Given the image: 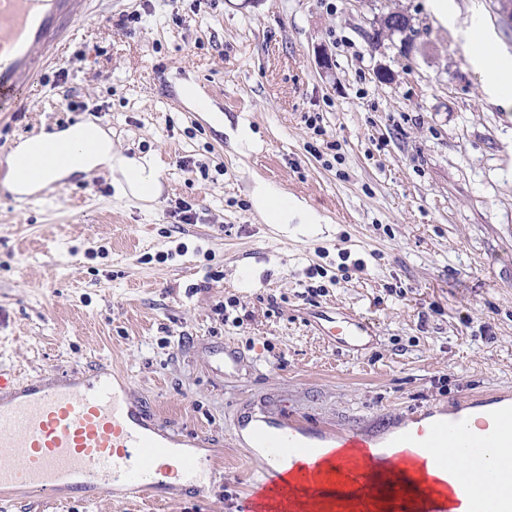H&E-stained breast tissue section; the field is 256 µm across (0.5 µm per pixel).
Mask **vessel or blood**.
<instances>
[{"label": "vessel or blood", "mask_w": 512, "mask_h": 512, "mask_svg": "<svg viewBox=\"0 0 512 512\" xmlns=\"http://www.w3.org/2000/svg\"><path fill=\"white\" fill-rule=\"evenodd\" d=\"M91 0H0V112H16L42 71L73 41L76 22ZM65 147L42 155L39 164L25 157L15 164L29 179L42 169L64 165ZM315 326L322 336L351 350L374 338L370 323L351 316L321 312ZM478 431L464 441L472 476L446 473L437 486L440 498L461 488L468 512H512V394L502 392L473 400ZM463 426L432 419L423 412L409 429L387 439L355 431L336 432L288 416L256 417L252 437L262 450L263 466L254 493L273 488L278 463L291 465L294 480L330 488L333 474L320 468L321 452L338 449L337 466L370 476L382 462L374 450L396 448L405 461L418 450L436 455ZM181 430L152 423L133 400L127 385L113 382L106 365L91 378L77 376L49 382L47 376L22 380L0 369V494L18 488L51 495L125 498L147 490H165L170 479L197 491L208 485L201 458L186 448Z\"/></svg>", "instance_id": "b4317fda"}]
</instances>
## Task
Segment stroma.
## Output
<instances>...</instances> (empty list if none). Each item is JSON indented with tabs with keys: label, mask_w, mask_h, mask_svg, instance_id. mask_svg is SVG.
I'll return each instance as SVG.
<instances>
[{
	"label": "stroma",
	"mask_w": 512,
	"mask_h": 512,
	"mask_svg": "<svg viewBox=\"0 0 512 512\" xmlns=\"http://www.w3.org/2000/svg\"><path fill=\"white\" fill-rule=\"evenodd\" d=\"M475 7L512 54L498 0H454L458 20ZM391 11L412 21L410 53L367 38ZM184 81L230 126L250 113L262 149L238 151ZM29 97L0 115V185L22 140L90 121L156 165L161 193L117 197L105 170L27 202L0 195V368L110 365L158 424L209 439L197 454L216 477L159 500L25 492L8 512H240L254 463L233 433L255 408L378 435L512 391V112L426 0H93ZM256 178L322 215L321 233L264 223ZM181 200L193 223L172 217ZM322 310L369 322L375 339L355 353L329 343ZM224 343L241 354L226 375L207 353ZM182 95L192 102L199 112H203L217 128L224 126V115L211 103V101L202 95L196 85L190 81H184L181 84Z\"/></svg>",
	"instance_id": "obj_1"
}]
</instances>
